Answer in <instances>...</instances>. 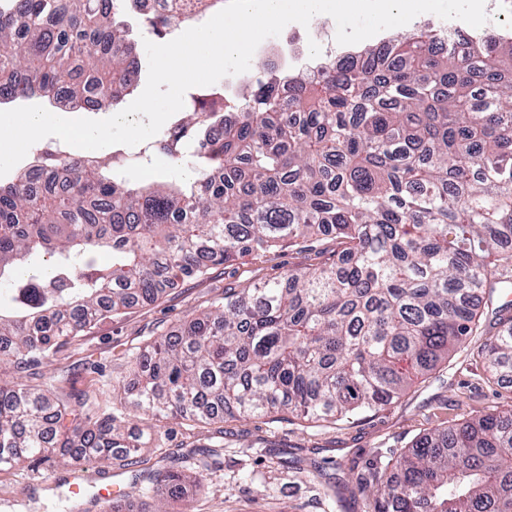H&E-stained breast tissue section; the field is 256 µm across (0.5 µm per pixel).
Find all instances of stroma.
I'll return each instance as SVG.
<instances>
[{
	"label": "stroma",
	"mask_w": 512,
	"mask_h": 512,
	"mask_svg": "<svg viewBox=\"0 0 512 512\" xmlns=\"http://www.w3.org/2000/svg\"><path fill=\"white\" fill-rule=\"evenodd\" d=\"M335 253L336 240L327 236L211 266L206 275L177 281L162 299L104 320L57 356L42 360L31 383L88 394L95 399L91 416L112 413L119 422L154 428L155 435L140 452L141 465L123 470L68 458L51 467L24 463L0 471V512L30 503L37 512H72L74 483L85 498L106 489L127 512H153L156 501L139 499L135 485L143 470L186 476V490L167 502L168 512H323L325 479L313 461L331 459L347 468L374 456L385 461L424 433L512 409V384L494 381L479 357L494 333L496 316L489 310L481 317V333L468 337L461 350L400 399L334 424L281 413L271 419L228 416L211 425L168 419L156 427L150 416L113 408V390L127 381L128 358L186 315L208 307L224 289L285 276Z\"/></svg>",
	"instance_id": "1"
}]
</instances>
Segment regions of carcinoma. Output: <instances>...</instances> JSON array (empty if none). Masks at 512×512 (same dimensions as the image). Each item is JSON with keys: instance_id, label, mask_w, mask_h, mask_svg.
<instances>
[{"instance_id": "1", "label": "carcinoma", "mask_w": 512, "mask_h": 512, "mask_svg": "<svg viewBox=\"0 0 512 512\" xmlns=\"http://www.w3.org/2000/svg\"><path fill=\"white\" fill-rule=\"evenodd\" d=\"M123 0H0V103L76 98L117 106L129 89ZM179 18L219 0H171ZM187 95L159 151L192 180L143 184L116 172L115 150L53 173L0 178V471L54 464L57 449L129 466L143 444L115 417L83 422L90 398L63 399L5 379L175 279L320 236L336 259L239 291L127 362L115 401L157 421L218 423L277 415L341 421L383 407L478 330L481 309L512 288V45L420 29L387 54L348 55L320 78L276 79L234 101ZM107 261H97L99 255ZM512 377V315L482 351ZM377 512H512V409L418 437L385 464L350 469ZM177 472L144 473L138 494L180 495ZM343 492L325 484L324 512Z\"/></svg>"}]
</instances>
